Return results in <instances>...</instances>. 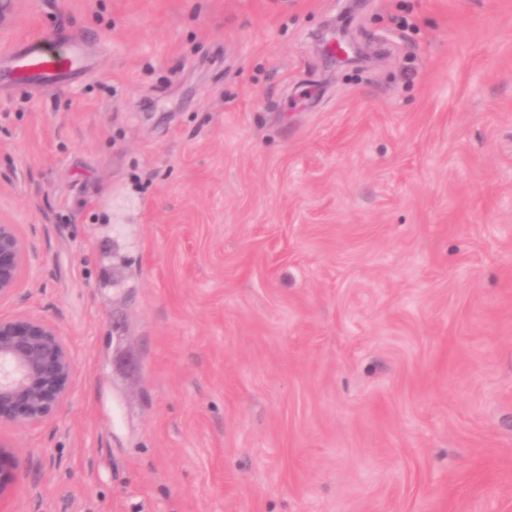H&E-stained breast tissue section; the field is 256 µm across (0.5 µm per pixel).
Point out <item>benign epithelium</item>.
<instances>
[{"label":"benign epithelium","mask_w":512,"mask_h":512,"mask_svg":"<svg viewBox=\"0 0 512 512\" xmlns=\"http://www.w3.org/2000/svg\"><path fill=\"white\" fill-rule=\"evenodd\" d=\"M24 266L19 226L0 220V302L19 290ZM73 372L72 352L53 322L0 315V423L33 427L54 417L69 396ZM17 481L0 443V500Z\"/></svg>","instance_id":"7a95c632"}]
</instances>
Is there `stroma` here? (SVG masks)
<instances>
[{"instance_id":"obj_1","label":"stroma","mask_w":512,"mask_h":512,"mask_svg":"<svg viewBox=\"0 0 512 512\" xmlns=\"http://www.w3.org/2000/svg\"><path fill=\"white\" fill-rule=\"evenodd\" d=\"M12 0L0 315L68 400L0 425V512H512V0ZM137 362L112 369L116 345ZM86 72L82 42L73 41L67 53L54 56L43 50L40 40L28 41L0 57V92L17 88L50 90L63 82L81 78ZM25 266V244L17 224L0 220V302L19 290ZM2 448H7V446L0 443V500L12 492L18 481L10 455Z\"/></svg>"}]
</instances>
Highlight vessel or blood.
<instances>
[{
  "instance_id": "1",
  "label": "vessel or blood",
  "mask_w": 512,
  "mask_h": 512,
  "mask_svg": "<svg viewBox=\"0 0 512 512\" xmlns=\"http://www.w3.org/2000/svg\"><path fill=\"white\" fill-rule=\"evenodd\" d=\"M86 72L83 43L73 42L67 53L54 56L46 53L39 41H28L0 59V92L17 88L50 90Z\"/></svg>"
}]
</instances>
